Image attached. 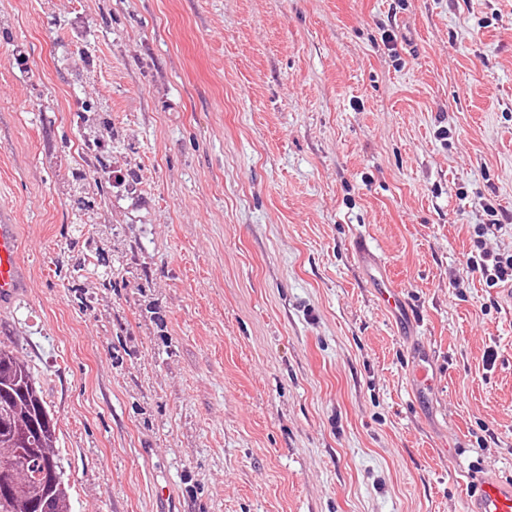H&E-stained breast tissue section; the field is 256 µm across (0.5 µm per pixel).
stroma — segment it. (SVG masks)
<instances>
[{"instance_id": "35a3bbf8", "label": "stroma", "mask_w": 512, "mask_h": 512, "mask_svg": "<svg viewBox=\"0 0 512 512\" xmlns=\"http://www.w3.org/2000/svg\"><path fill=\"white\" fill-rule=\"evenodd\" d=\"M487 203L511 255L512 0H0L31 270L0 342L72 512H160L158 473L175 512H464L512 482V302L467 265ZM356 251L362 259L366 275L376 283L381 305L390 313H400L406 309V302L400 289L392 279L381 269L373 254L368 252L361 242L356 243Z\"/></svg>"}]
</instances>
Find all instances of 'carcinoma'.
I'll return each mask as SVG.
<instances>
[{"mask_svg": "<svg viewBox=\"0 0 512 512\" xmlns=\"http://www.w3.org/2000/svg\"><path fill=\"white\" fill-rule=\"evenodd\" d=\"M56 422L30 367L0 344V512H72L53 454Z\"/></svg>", "mask_w": 512, "mask_h": 512, "instance_id": "1", "label": "carcinoma"}]
</instances>
